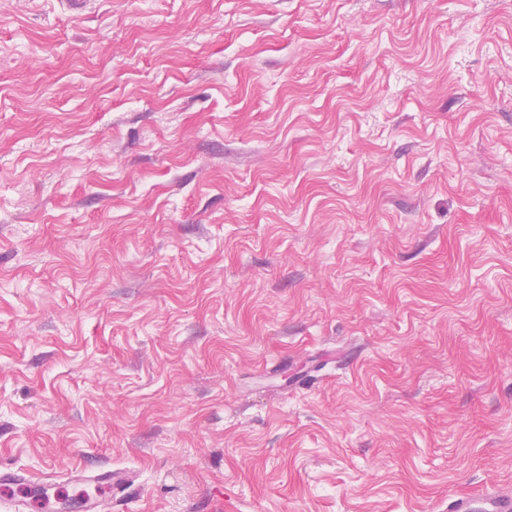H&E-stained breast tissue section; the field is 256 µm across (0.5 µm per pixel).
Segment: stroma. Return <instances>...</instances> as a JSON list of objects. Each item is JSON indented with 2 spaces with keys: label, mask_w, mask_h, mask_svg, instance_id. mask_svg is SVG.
<instances>
[{
  "label": "stroma",
  "mask_w": 512,
  "mask_h": 512,
  "mask_svg": "<svg viewBox=\"0 0 512 512\" xmlns=\"http://www.w3.org/2000/svg\"><path fill=\"white\" fill-rule=\"evenodd\" d=\"M1 467L512 493V0H0Z\"/></svg>",
  "instance_id": "stroma-1"
}]
</instances>
